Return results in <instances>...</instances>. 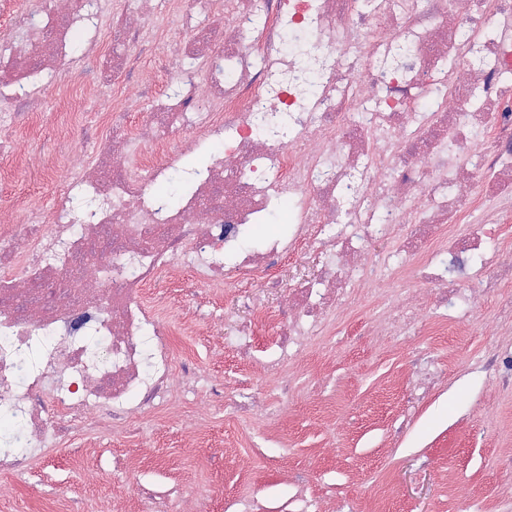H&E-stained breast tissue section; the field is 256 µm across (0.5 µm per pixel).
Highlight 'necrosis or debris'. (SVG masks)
<instances>
[{"instance_id": "4bbe7bcc", "label": "necrosis or debris", "mask_w": 512, "mask_h": 512, "mask_svg": "<svg viewBox=\"0 0 512 512\" xmlns=\"http://www.w3.org/2000/svg\"><path fill=\"white\" fill-rule=\"evenodd\" d=\"M159 16L191 43L157 41ZM149 53L165 88L140 64ZM48 91L73 115L105 114L109 131L30 154L54 190L0 215V413L24 427L0 446V477L27 482L66 426L186 407L181 428L196 431L223 388L178 364L145 296L179 269L259 289L225 334L274 380L225 408L257 423L286 414L289 367L345 309L378 312L353 337L403 338L407 418L441 381L428 320L493 302L512 323V248L486 251L483 215L496 201L497 223L512 222V0H231L225 16L219 0H14L0 19V156L21 154L14 133ZM179 169L191 188L171 200L160 186ZM277 205L288 233L240 247ZM379 240L393 249L369 254ZM315 252L329 258L317 276L266 278Z\"/></svg>"}]
</instances>
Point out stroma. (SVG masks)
<instances>
[{
    "mask_svg": "<svg viewBox=\"0 0 512 512\" xmlns=\"http://www.w3.org/2000/svg\"><path fill=\"white\" fill-rule=\"evenodd\" d=\"M13 174L0 183V200L53 190L52 173L24 159ZM179 277L181 295L167 298L163 283L153 290L178 359L233 386L260 380L254 363L225 348L216 318L246 315L247 292L208 290L184 271ZM489 313L474 311L456 335L432 323L431 357L444 378L402 438L392 435L411 376L402 342L350 343L337 330L296 368L300 391L283 418L257 428L219 409L190 437L174 418L148 413L142 435L115 432L101 442L74 429L26 486L0 496V512H141V491L162 496L178 482L201 495L207 512H235L236 494L264 512H288L299 491L323 512H457L463 489L481 512H503L512 477L498 462L512 456V391L497 390L480 358L511 343L512 328L484 335Z\"/></svg>",
    "mask_w": 512,
    "mask_h": 512,
    "instance_id": "1",
    "label": "stroma"
}]
</instances>
